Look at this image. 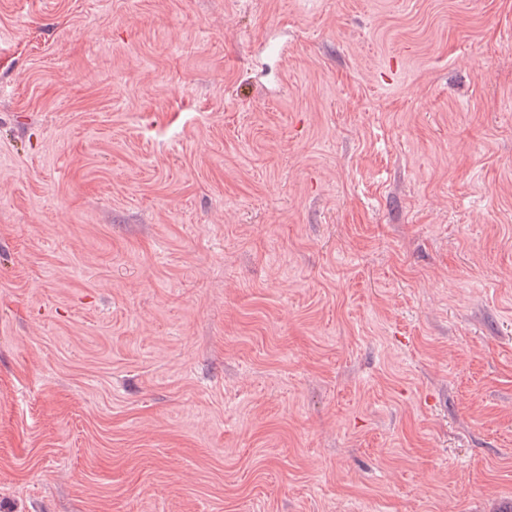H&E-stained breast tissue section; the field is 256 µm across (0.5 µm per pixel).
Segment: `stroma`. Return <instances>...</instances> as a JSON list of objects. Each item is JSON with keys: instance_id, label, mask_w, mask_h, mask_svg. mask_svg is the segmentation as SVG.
I'll return each mask as SVG.
<instances>
[{"instance_id": "1", "label": "stroma", "mask_w": 512, "mask_h": 512, "mask_svg": "<svg viewBox=\"0 0 512 512\" xmlns=\"http://www.w3.org/2000/svg\"><path fill=\"white\" fill-rule=\"evenodd\" d=\"M512 505V0H0V512Z\"/></svg>"}]
</instances>
